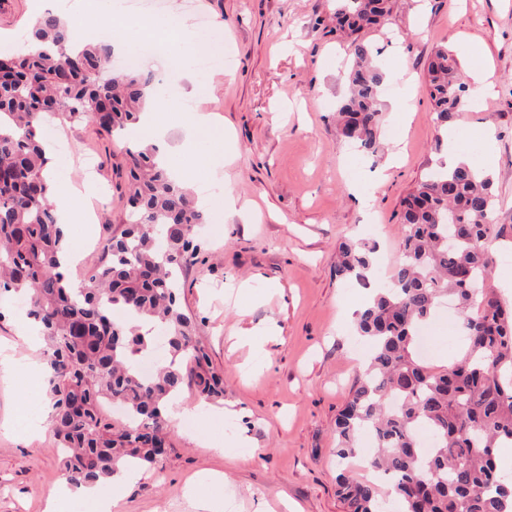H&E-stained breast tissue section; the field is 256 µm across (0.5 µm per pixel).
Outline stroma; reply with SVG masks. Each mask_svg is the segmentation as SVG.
Wrapping results in <instances>:
<instances>
[{
	"mask_svg": "<svg viewBox=\"0 0 512 512\" xmlns=\"http://www.w3.org/2000/svg\"><path fill=\"white\" fill-rule=\"evenodd\" d=\"M97 35L104 11L114 16V40L138 38L151 18L131 19L125 0H77ZM186 26L196 17L217 25L233 51L230 68L198 76L195 95L178 74L192 55L174 48L148 57L143 72L167 91L193 98L197 109L226 125L231 141L194 140L189 115L155 108L167 131L173 167L193 190L199 173L220 179L203 204L206 251L182 278L181 302L213 367L224 374V414H195L172 426L162 470L127 486L112 512H200L189 489L201 471L222 473L207 488L212 512H345L336 494V417L360 372L365 346L348 310H360L366 290L335 273L336 248L357 236L377 242L375 276L400 258L401 201L435 165L439 137L427 89L435 47L448 46L463 71H492L494 88L466 120L471 135L489 132L487 172L498 199L496 221L512 224V0H394L388 22L350 37L336 28V0H166ZM32 0H0V46L29 30ZM377 54L381 93L400 103L383 115L379 147L354 149L336 131L346 92L352 40ZM55 192L83 187L85 156L95 158V184L69 224L81 280L98 259L85 239L120 231L125 220L128 156L124 142L91 124L61 123ZM485 152V153H486ZM237 200L224 208L225 192ZM13 293L0 290V424L16 412L33 432L0 427V512H45L63 476L42 411L46 386L34 370L32 348ZM255 329L256 347L240 345V328ZM431 361L446 368L461 348L453 315L430 321ZM221 442L217 456L199 430Z\"/></svg>",
	"mask_w": 512,
	"mask_h": 512,
	"instance_id": "stroma-1",
	"label": "stroma"
}]
</instances>
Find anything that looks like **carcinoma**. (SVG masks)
Here are the masks:
<instances>
[{
  "label": "carcinoma",
  "mask_w": 512,
  "mask_h": 512,
  "mask_svg": "<svg viewBox=\"0 0 512 512\" xmlns=\"http://www.w3.org/2000/svg\"><path fill=\"white\" fill-rule=\"evenodd\" d=\"M390 14L391 0H336V25L351 36ZM352 56L341 134L374 153L383 75L368 45L352 41ZM112 58L110 43L78 39L52 12L36 21L25 52L0 57V288L28 299L26 316L45 343L49 426L64 475L100 488L121 467L160 464L166 405L186 385L207 403L224 401V374L211 367L179 300L180 275L198 259L197 230L207 216L153 153L127 151V223L103 238L97 263L77 284L63 267L68 227L52 206L45 119L89 122L110 134L136 124L148 99L160 96L152 76L136 70L101 79ZM427 76L446 130L466 93L448 47L436 48ZM496 205L489 174L437 165L403 198L401 260L356 317L370 358L336 419V456L349 460L371 435L367 467L392 489L399 512H512V474L499 457L512 447V302L486 283L490 244L512 240V225L495 222ZM376 252L369 241L340 244L338 275L367 287ZM447 296L457 301L465 348L433 371L415 337ZM154 328L166 332L168 358L142 378L135 362L149 352ZM111 404L124 414L112 415ZM421 428L436 436L427 451ZM337 486L347 512H381L377 483L343 471Z\"/></svg>",
  "instance_id": "1"
}]
</instances>
